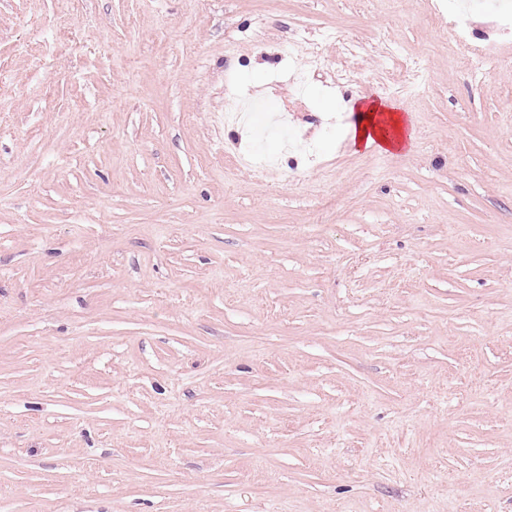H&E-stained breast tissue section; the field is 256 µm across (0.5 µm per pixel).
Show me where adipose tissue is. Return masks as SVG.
<instances>
[{
	"instance_id": "ef3b65f1",
	"label": "adipose tissue",
	"mask_w": 512,
	"mask_h": 512,
	"mask_svg": "<svg viewBox=\"0 0 512 512\" xmlns=\"http://www.w3.org/2000/svg\"><path fill=\"white\" fill-rule=\"evenodd\" d=\"M353 148H373L390 155L407 153L413 134L399 104L355 99L347 124Z\"/></svg>"
}]
</instances>
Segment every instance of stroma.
<instances>
[{"instance_id": "1", "label": "stroma", "mask_w": 512, "mask_h": 512, "mask_svg": "<svg viewBox=\"0 0 512 512\" xmlns=\"http://www.w3.org/2000/svg\"><path fill=\"white\" fill-rule=\"evenodd\" d=\"M0 512H512L493 15L0 0ZM347 124L352 147L373 148L390 155L407 153L413 134L399 104L358 97Z\"/></svg>"}]
</instances>
